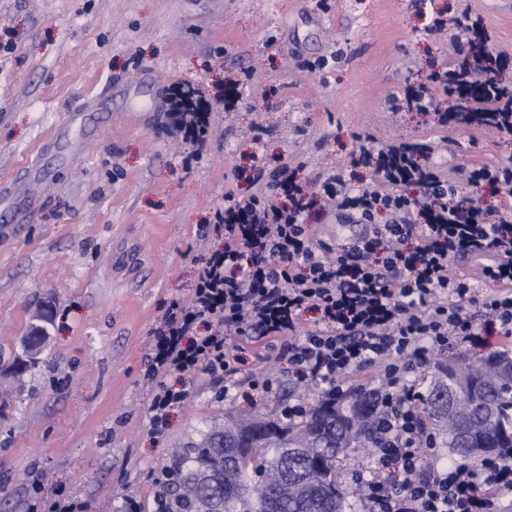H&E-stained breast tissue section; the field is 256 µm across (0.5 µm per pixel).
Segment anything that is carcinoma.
<instances>
[{"label": "carcinoma", "mask_w": 512, "mask_h": 512, "mask_svg": "<svg viewBox=\"0 0 512 512\" xmlns=\"http://www.w3.org/2000/svg\"><path fill=\"white\" fill-rule=\"evenodd\" d=\"M512 361L503 349L472 358L459 355L437 365L426 407L439 424L446 447L467 459L469 447L482 446L488 454L512 450V379L499 378L494 368ZM475 378L485 380V396L492 404L468 440L452 428L451 415L441 400L454 398L456 407L468 404L460 386ZM372 400L351 393L339 402L317 401L294 423L253 416H224V425L209 429L198 442H188L173 454L162 470L153 499V512H344L346 490L336 479V463L352 448H364L375 438ZM252 449L240 454L236 440ZM305 472L302 491L297 482L271 480L275 470Z\"/></svg>", "instance_id": "obj_1"}]
</instances>
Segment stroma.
Listing matches in <instances>:
<instances>
[{
	"mask_svg": "<svg viewBox=\"0 0 512 512\" xmlns=\"http://www.w3.org/2000/svg\"><path fill=\"white\" fill-rule=\"evenodd\" d=\"M481 17L512 81V0H0V190L65 110L96 130L79 162L29 186L32 222L0 220V512H149L174 448L225 412L265 415L276 392L219 398L196 378L164 434L148 432L152 331L192 295L195 260L241 171L284 164L303 181L344 172L361 137L425 141L449 176L512 158V141L397 108L451 61L434 18ZM199 88L198 160L171 136L174 86ZM112 96L96 100L104 88ZM38 359L24 340L38 316Z\"/></svg>",
	"mask_w": 512,
	"mask_h": 512,
	"instance_id": "35a3bbf8",
	"label": "stroma"
}]
</instances>
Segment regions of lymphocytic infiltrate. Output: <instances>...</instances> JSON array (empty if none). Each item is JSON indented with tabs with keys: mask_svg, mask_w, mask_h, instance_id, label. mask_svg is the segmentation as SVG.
Returning <instances> with one entry per match:
<instances>
[{
	"mask_svg": "<svg viewBox=\"0 0 512 512\" xmlns=\"http://www.w3.org/2000/svg\"><path fill=\"white\" fill-rule=\"evenodd\" d=\"M455 26L473 54L431 84L463 102L477 89L483 105L440 112L439 126L477 124L512 138V86L482 64L485 28L468 15ZM171 105L176 130L201 143L207 115L193 92L176 93ZM430 152L420 142L364 145L353 174L320 178L318 191L284 166L271 185L281 202L226 194L214 226L223 245L199 267L190 303L171 302L156 332L145 373L155 385L150 434H162L170 410L188 397L166 384L169 374L223 380L228 395L244 382L272 391V374L238 378L246 351L259 347L287 362L304 391L334 399L352 384L370 388L376 438L360 465L339 476L358 486L361 512H512V452L476 465L443 459L425 406L434 355L462 345L512 349V159L468 172L471 185L501 196L489 210ZM360 168L371 172L368 184H358ZM325 205L366 234L333 245L313 240L307 218ZM461 254L478 261L493 289L475 293L453 272Z\"/></svg>",
	"mask_w": 512,
	"mask_h": 512,
	"instance_id": "1",
	"label": "lymphocytic infiltrate"
}]
</instances>
